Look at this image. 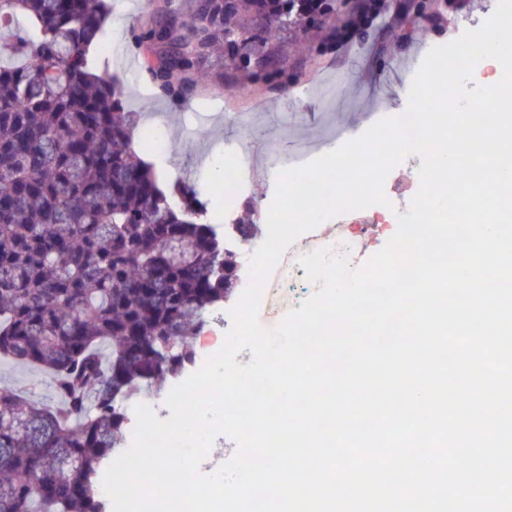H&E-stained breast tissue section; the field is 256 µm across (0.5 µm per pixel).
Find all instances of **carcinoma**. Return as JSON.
<instances>
[{"label":"carcinoma","mask_w":512,"mask_h":512,"mask_svg":"<svg viewBox=\"0 0 512 512\" xmlns=\"http://www.w3.org/2000/svg\"><path fill=\"white\" fill-rule=\"evenodd\" d=\"M144 39L166 93L188 97L264 40L303 27L272 0H184ZM105 0H0V360L49 379L44 403L0 387V512H105L99 475L127 409L194 364L209 314L240 279L197 185L160 184L134 147L139 113L91 71Z\"/></svg>","instance_id":"1"}]
</instances>
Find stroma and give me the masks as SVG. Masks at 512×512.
I'll use <instances>...</instances> for the list:
<instances>
[{
    "instance_id": "35a3bbf8",
    "label": "stroma",
    "mask_w": 512,
    "mask_h": 512,
    "mask_svg": "<svg viewBox=\"0 0 512 512\" xmlns=\"http://www.w3.org/2000/svg\"><path fill=\"white\" fill-rule=\"evenodd\" d=\"M355 0H333L326 14L312 13L303 29L283 33L269 46L271 65H232L225 49L223 78L198 86L188 98L166 95L147 68L143 38L149 16L179 8L181 0H107L112 13L105 26L107 49L103 70L126 87L125 104L142 116L164 120L163 152L146 149L164 181L191 178L203 189L216 219L224 217V196L216 190L212 167L238 152L261 154L268 137L302 144L310 157L333 148L339 134L360 136L374 120L401 115L409 88L427 52L478 28L493 13L496 0H403V20L393 31L380 22L346 31L334 30ZM421 160L410 156L389 174L383 191L392 202H407L417 193ZM258 317L276 327L289 311L300 308L316 285L287 250L270 274Z\"/></svg>"
}]
</instances>
